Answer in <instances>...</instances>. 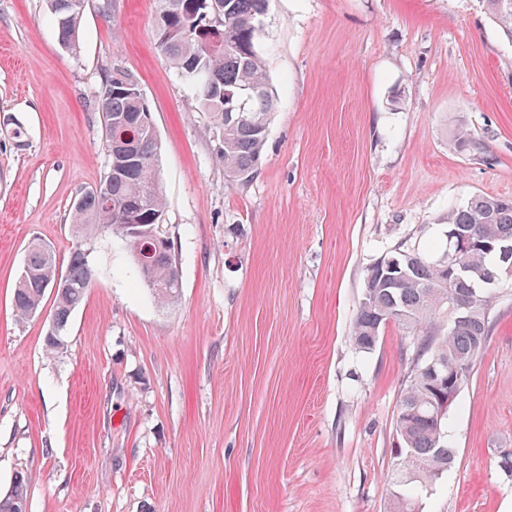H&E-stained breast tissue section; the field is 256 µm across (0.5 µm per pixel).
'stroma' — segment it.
<instances>
[{
    "label": "stroma",
    "instance_id": "obj_1",
    "mask_svg": "<svg viewBox=\"0 0 512 512\" xmlns=\"http://www.w3.org/2000/svg\"><path fill=\"white\" fill-rule=\"evenodd\" d=\"M100 4L72 55L42 0H0V492L21 473L28 512H390L418 340L390 324L355 348L365 273L444 249L470 197L512 199V41L484 0H269L276 105L259 172L232 187L156 45L157 0ZM116 71L152 111L182 288L157 304L98 236L50 354L53 295L20 321L13 288L30 239L68 261L71 207L108 165L92 93ZM490 319L448 412L453 464L418 512H512V282Z\"/></svg>",
    "mask_w": 512,
    "mask_h": 512
}]
</instances>
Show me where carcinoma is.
<instances>
[{"label": "carcinoma", "mask_w": 512, "mask_h": 512, "mask_svg": "<svg viewBox=\"0 0 512 512\" xmlns=\"http://www.w3.org/2000/svg\"><path fill=\"white\" fill-rule=\"evenodd\" d=\"M76 0H45L57 23L61 46L75 54L79 24L85 6ZM154 19L156 45L177 75L192 90L198 109L213 123L219 138L216 159L224 164L228 182L243 185L258 173L268 138L274 96L258 48L268 0H159ZM491 18L512 40V0H484ZM94 104L103 116L106 150L122 152L129 162L104 173L101 195L91 189L73 204L71 223L81 237L109 233L131 254L138 282L161 304L175 301L182 288L172 250L159 231L165 203L159 186L160 146L155 126L143 121L149 107L138 82L116 72L94 91ZM121 120L114 127L109 118ZM448 235H472V246L461 257L468 276L459 282L449 277L453 250L425 253L415 247L396 248L384 259L397 269L374 263L367 269L352 339L357 349L369 352L389 323L420 339L422 354L403 391L396 418L399 448L396 455L410 459L403 474L408 483L426 486L448 471L454 451L445 440V418L435 405L439 387L425 372L434 362L454 379L456 388L468 380L490 332L494 289L482 281L497 257L487 244H512V200L475 195L448 213ZM85 243L73 248L65 269L69 287L55 294V327L44 337L45 350L61 348L72 313L92 286L93 269ZM55 254L33 241L27 247L23 270L13 292L15 317L35 314L45 291L53 287ZM472 296L470 309L458 317L449 306L460 293ZM394 512H416L414 496L393 493ZM24 476L0 495V512H27Z\"/></svg>", "instance_id": "obj_1"}]
</instances>
